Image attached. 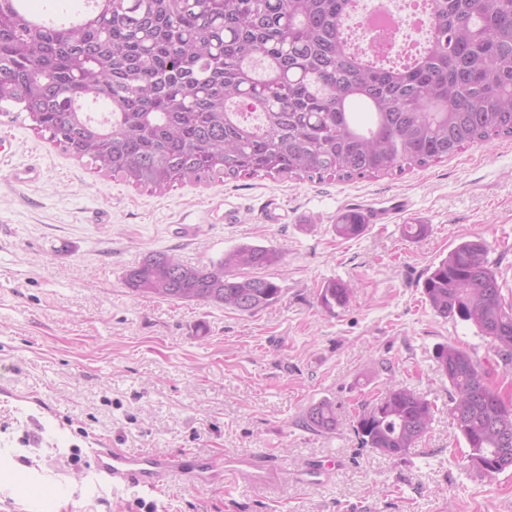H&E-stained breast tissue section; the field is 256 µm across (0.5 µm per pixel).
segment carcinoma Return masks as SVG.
<instances>
[{
  "label": "carcinoma",
  "mask_w": 512,
  "mask_h": 512,
  "mask_svg": "<svg viewBox=\"0 0 512 512\" xmlns=\"http://www.w3.org/2000/svg\"><path fill=\"white\" fill-rule=\"evenodd\" d=\"M91 22H30L0 0V111L22 106L39 131L72 155L126 182L165 189L214 176L287 175L338 181L426 166L474 143L512 138V0H427L428 43L412 59H387L354 43L345 26L354 0H92ZM370 110L360 125L352 105ZM112 107L102 120L92 109ZM367 227L354 210L336 231ZM480 240L458 244L424 279L431 308L473 323L512 365V304ZM279 253L242 244L201 266L152 252L127 269L133 293L203 302L253 314L280 286L239 270ZM352 289L330 281L332 312ZM436 359L454 391L448 413L480 471L512 467V408L466 350ZM419 393L389 388L357 416L364 447L400 457L430 429ZM304 423L336 429L332 403Z\"/></svg>",
  "instance_id": "obj_1"
}]
</instances>
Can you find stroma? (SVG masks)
<instances>
[{
	"mask_svg": "<svg viewBox=\"0 0 512 512\" xmlns=\"http://www.w3.org/2000/svg\"><path fill=\"white\" fill-rule=\"evenodd\" d=\"M38 176L27 184L17 169ZM408 207L390 212L394 198ZM383 209L358 237L347 209ZM409 224L428 225L420 238ZM480 239L512 302V140L465 147L403 173L339 182L277 175L138 187L99 172L21 106L0 112V512H512V468L487 476L453 425L438 345L466 349L512 405L503 366L471 323L438 315L422 282L459 243ZM243 243L281 251L261 274L277 301L248 314L133 293L125 270L167 251L198 266ZM356 292L319 304L325 284ZM421 393L432 428L400 457L361 446L364 404L391 386ZM336 430L307 428L320 400ZM183 459L265 452L266 482L174 478L160 494L113 493L92 449ZM331 460L322 481L311 466ZM365 223V216L362 213L350 210L339 216L336 231L343 237H356L365 231L367 227ZM352 289L348 284L341 281H330L323 288L319 295L320 305L326 311H334L335 307H344L350 300Z\"/></svg>",
	"mask_w": 512,
	"mask_h": 512,
	"instance_id": "stroma-1",
	"label": "stroma"
}]
</instances>
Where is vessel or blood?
<instances>
[{
    "mask_svg": "<svg viewBox=\"0 0 512 512\" xmlns=\"http://www.w3.org/2000/svg\"><path fill=\"white\" fill-rule=\"evenodd\" d=\"M93 454L97 471L110 480L116 490L131 487L157 493L174 474L183 476L193 471L202 475L221 469L234 474L238 471L234 460L221 464L210 458H198L189 466L176 457L137 454L116 448H97Z\"/></svg>",
    "mask_w": 512,
    "mask_h": 512,
    "instance_id": "obj_1",
    "label": "vessel or blood"
}]
</instances>
